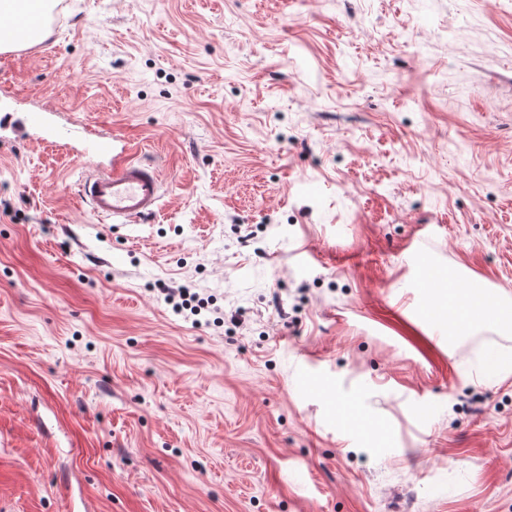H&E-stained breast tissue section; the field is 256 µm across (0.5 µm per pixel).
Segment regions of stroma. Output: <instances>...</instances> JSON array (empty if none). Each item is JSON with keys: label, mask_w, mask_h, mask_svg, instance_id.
<instances>
[{"label": "stroma", "mask_w": 512, "mask_h": 512, "mask_svg": "<svg viewBox=\"0 0 512 512\" xmlns=\"http://www.w3.org/2000/svg\"><path fill=\"white\" fill-rule=\"evenodd\" d=\"M40 29L0 53V512H512V367L481 380L512 333L449 353L425 287L512 299V0H53ZM88 128L159 167L156 218L80 202Z\"/></svg>", "instance_id": "obj_1"}]
</instances>
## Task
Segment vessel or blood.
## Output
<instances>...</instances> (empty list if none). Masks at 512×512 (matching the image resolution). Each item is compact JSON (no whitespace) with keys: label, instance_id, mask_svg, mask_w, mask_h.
Segmentation results:
<instances>
[{"label":"vessel or blood","instance_id":"obj_1","mask_svg":"<svg viewBox=\"0 0 512 512\" xmlns=\"http://www.w3.org/2000/svg\"><path fill=\"white\" fill-rule=\"evenodd\" d=\"M78 194L94 217L134 224L160 213L163 180L155 165L134 160L129 147L116 139L109 168L87 170Z\"/></svg>","mask_w":512,"mask_h":512}]
</instances>
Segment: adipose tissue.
I'll return each instance as SVG.
<instances>
[{
	"mask_svg": "<svg viewBox=\"0 0 512 512\" xmlns=\"http://www.w3.org/2000/svg\"><path fill=\"white\" fill-rule=\"evenodd\" d=\"M46 6V0H0V48L35 38L39 29L31 20ZM438 304L448 312V334L452 337L470 335L482 322L512 326V314L497 312L493 298L475 286H460L453 278L440 289Z\"/></svg>",
	"mask_w": 512,
	"mask_h": 512,
	"instance_id": "ef3b65f1",
	"label": "adipose tissue"
}]
</instances>
